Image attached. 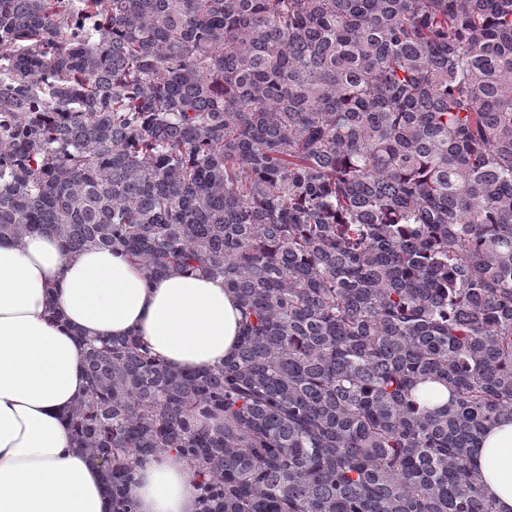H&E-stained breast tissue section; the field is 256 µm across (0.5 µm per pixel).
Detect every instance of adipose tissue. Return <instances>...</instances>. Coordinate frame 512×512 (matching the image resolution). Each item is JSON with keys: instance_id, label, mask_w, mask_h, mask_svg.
I'll return each mask as SVG.
<instances>
[{"instance_id": "obj_1", "label": "adipose tissue", "mask_w": 512, "mask_h": 512, "mask_svg": "<svg viewBox=\"0 0 512 512\" xmlns=\"http://www.w3.org/2000/svg\"><path fill=\"white\" fill-rule=\"evenodd\" d=\"M55 297L63 325L50 322ZM240 313L220 277L147 279L118 252L65 253L56 237L0 240V512H112L101 465L76 448L68 415L88 394L80 337L134 334L168 365L199 371L235 349ZM477 470L497 512H512V421L485 437ZM137 512H196L181 461L146 456L126 486Z\"/></svg>"}]
</instances>
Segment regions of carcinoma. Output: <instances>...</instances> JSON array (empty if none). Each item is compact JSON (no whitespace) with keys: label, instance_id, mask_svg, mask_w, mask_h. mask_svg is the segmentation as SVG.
Masks as SVG:
<instances>
[{"label":"carcinoma","instance_id":"cac0c4a2","mask_svg":"<svg viewBox=\"0 0 512 512\" xmlns=\"http://www.w3.org/2000/svg\"><path fill=\"white\" fill-rule=\"evenodd\" d=\"M34 233L239 303L197 373L81 340L114 512L156 452L199 512H495L512 0H0V239Z\"/></svg>","mask_w":512,"mask_h":512}]
</instances>
